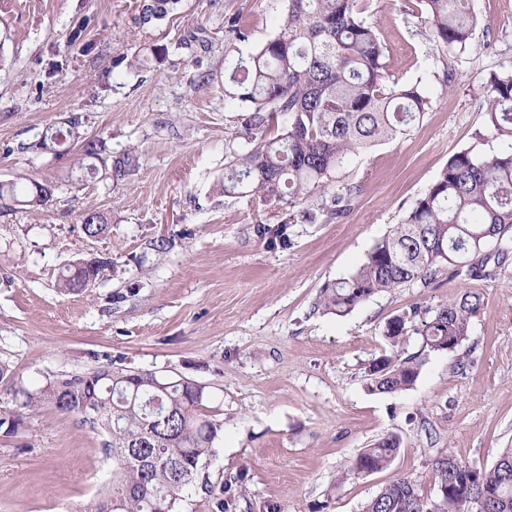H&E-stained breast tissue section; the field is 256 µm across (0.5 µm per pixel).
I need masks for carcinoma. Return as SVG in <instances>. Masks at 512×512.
Masks as SVG:
<instances>
[{
  "label": "carcinoma",
  "instance_id": "carcinoma-1",
  "mask_svg": "<svg viewBox=\"0 0 512 512\" xmlns=\"http://www.w3.org/2000/svg\"><path fill=\"white\" fill-rule=\"evenodd\" d=\"M435 41L463 52L470 45L477 17L470 0H420ZM181 0H141L135 26H157L175 14ZM90 19L70 30L71 43L83 51ZM166 54L153 45L127 63L136 69ZM385 48L367 22L358 0H288L277 34L229 74L225 95L246 104L241 125L248 148L225 167L224 195L257 197L288 210L261 235L286 248L293 224L340 220L360 192L346 179L350 158L405 133L431 108L417 84L395 83L385 69ZM481 142L501 141L497 153L475 149L453 154L436 180L378 239L358 268L323 290L321 309L343 317L374 295L403 287L427 288L440 278L486 280L496 275L491 261L512 246V68L489 73L484 83ZM83 118L57 128L64 142H80L73 165L90 179L100 171L114 181L138 168L133 151L113 159L102 156L100 141L81 134ZM51 195L45 182H0V202L38 209ZM84 233L98 237L108 225L93 213L80 215ZM99 267L83 261L60 277L67 291L87 287ZM483 296L466 290L456 299L430 308L396 314L383 336L390 351L375 358L382 374L367 378L371 393L395 394L414 387L421 360L405 352L412 335L429 348L448 341L454 354L468 340ZM204 388L184 379H160L108 363L83 374L61 375L37 390L17 388L14 407H0V432L11 436L25 416L45 405L81 416L102 437L103 454L112 459V480L85 512H177L184 493L197 484L212 494L216 512H229L231 498L201 475L204 459L221 429L199 407ZM398 436L388 434L362 449L340 473L343 482L362 470L389 468L399 452ZM433 498L415 481L396 477L364 505L363 512H512V448L493 465L473 468L449 450L432 461Z\"/></svg>",
  "mask_w": 512,
  "mask_h": 512
}]
</instances>
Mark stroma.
Wrapping results in <instances>:
<instances>
[{
	"mask_svg": "<svg viewBox=\"0 0 512 512\" xmlns=\"http://www.w3.org/2000/svg\"><path fill=\"white\" fill-rule=\"evenodd\" d=\"M140 0H0V181L46 179L48 205L0 208V361L13 386L114 362L204 389L202 413L222 424L202 471L227 484L231 512H362L392 478L433 495L432 460L450 449L490 466L512 448V253L489 280H443L375 295L344 317L323 312L322 289L353 272L455 153L476 145L483 81L512 67V0H471L479 27L463 54L435 43L421 0H363L393 79L419 83L432 106L410 131L353 156L360 193L340 221L297 224L292 244L269 245L259 224L276 208L224 194L230 148H244L241 102L226 97L228 59L273 38L288 0H182L159 27L133 23ZM91 19L92 51L72 45L74 19ZM238 25L247 34L236 40ZM162 44L133 71L123 58ZM106 155L136 150L137 170L113 182L71 168L39 140L70 114ZM100 214L106 236L79 217ZM165 239L157 252L150 241ZM105 266L90 287L61 290L69 265ZM483 296L457 369L410 337L423 364L398 394L366 390L387 347L383 328L412 307L464 289ZM402 447L383 471L338 483L360 449L385 434ZM112 472L100 437L79 417L46 407L0 435V512H75Z\"/></svg>",
	"mask_w": 512,
	"mask_h": 512,
	"instance_id": "stroma-1",
	"label": "stroma"
}]
</instances>
